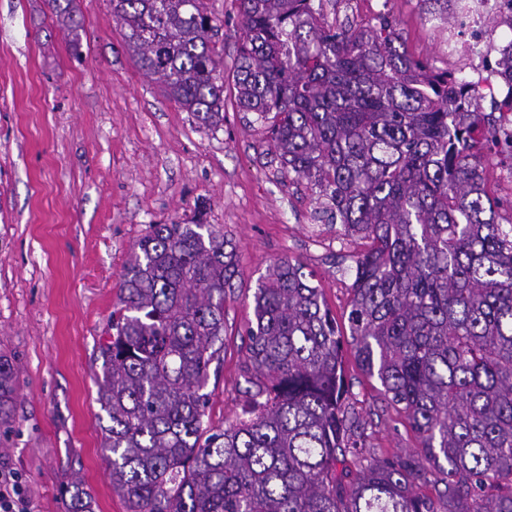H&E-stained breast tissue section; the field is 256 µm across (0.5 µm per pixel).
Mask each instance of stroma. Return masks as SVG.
<instances>
[{
  "instance_id": "1",
  "label": "stroma",
  "mask_w": 512,
  "mask_h": 512,
  "mask_svg": "<svg viewBox=\"0 0 512 512\" xmlns=\"http://www.w3.org/2000/svg\"><path fill=\"white\" fill-rule=\"evenodd\" d=\"M220 26L224 124L200 125L134 63L108 0H79L80 57L48 0H0V354L16 370L15 423L0 430V471L17 476L28 512H71L81 479L93 512H127L101 447L96 348L111 334L123 266L151 224L194 219L236 248L224 300L223 362L211 376L208 421L242 416L243 339L258 279L281 259L301 262L338 324H346L355 261L370 240L319 220L306 181L281 173L266 131L240 111L233 71L237 0H204ZM422 0H324L322 21L387 17L410 56L441 70L448 34L425 21ZM485 189L512 222V160L494 158ZM346 403L377 454H417L421 441L377 378L346 354Z\"/></svg>"
}]
</instances>
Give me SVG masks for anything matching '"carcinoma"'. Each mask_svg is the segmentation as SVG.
Segmentation results:
<instances>
[{"label":"carcinoma","mask_w":512,"mask_h":512,"mask_svg":"<svg viewBox=\"0 0 512 512\" xmlns=\"http://www.w3.org/2000/svg\"><path fill=\"white\" fill-rule=\"evenodd\" d=\"M237 103L281 172L372 247L339 331L302 265L258 280L243 348L248 418L205 423L236 254L209 224H151L100 344L102 448L128 512H512V224L485 190L499 117L470 81L400 51L386 17L340 29L323 0H238ZM135 64L201 124H224L218 27L204 0H110ZM72 19L77 0H51ZM512 112V46L498 51ZM351 349L404 411L423 456L377 457L344 406ZM16 372L0 354V428ZM354 469L336 473L339 458ZM443 472L433 497L416 492Z\"/></svg>","instance_id":"obj_1"}]
</instances>
